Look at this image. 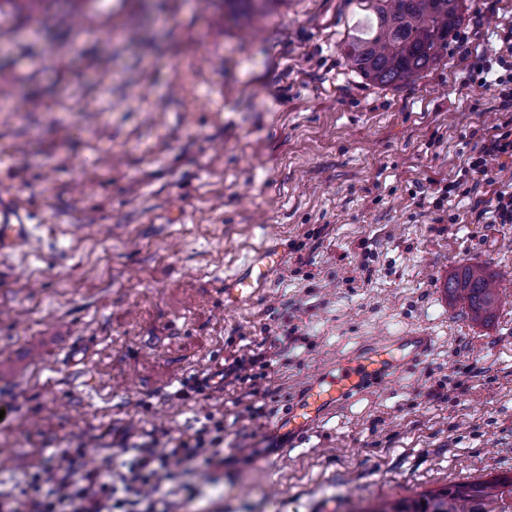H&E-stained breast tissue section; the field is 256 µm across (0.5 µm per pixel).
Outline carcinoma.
<instances>
[{
	"mask_svg": "<svg viewBox=\"0 0 512 512\" xmlns=\"http://www.w3.org/2000/svg\"><path fill=\"white\" fill-rule=\"evenodd\" d=\"M265 0H224L249 19L267 16ZM465 0H360L363 23L344 42L342 54L351 72L378 86L410 84L448 51V38L463 21ZM495 274L477 265H461L445 291L467 303L474 320L495 315ZM381 512H512V476L452 484L419 499L401 500Z\"/></svg>",
	"mask_w": 512,
	"mask_h": 512,
	"instance_id": "obj_1",
	"label": "carcinoma"
}]
</instances>
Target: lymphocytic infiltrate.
<instances>
[{"label": "lymphocytic infiltrate", "mask_w": 512, "mask_h": 512, "mask_svg": "<svg viewBox=\"0 0 512 512\" xmlns=\"http://www.w3.org/2000/svg\"><path fill=\"white\" fill-rule=\"evenodd\" d=\"M501 48L494 56L475 55L469 65L468 79L479 84H493L508 119L484 132L473 145L455 179L448 183L434 180L432 193L440 199L477 193L481 186L494 187L493 197L476 207L477 219L497 224L512 223V190L497 189L498 175L490 171L486 158L501 155L512 158V27L500 37ZM206 445L204 432L180 439L176 448L162 455L150 448L138 449L128 463L126 496L115 499L111 469L84 472L74 466L64 467L54 458L44 459L33 479L19 492H0V512H112L113 507L137 512L139 505L155 493L163 481L171 478V458L195 457Z\"/></svg>", "instance_id": "f902f5d3"}]
</instances>
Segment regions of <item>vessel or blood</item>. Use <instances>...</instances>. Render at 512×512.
Segmentation results:
<instances>
[{"label":"vessel or blood","mask_w":512,"mask_h":512,"mask_svg":"<svg viewBox=\"0 0 512 512\" xmlns=\"http://www.w3.org/2000/svg\"><path fill=\"white\" fill-rule=\"evenodd\" d=\"M26 219L24 210L0 199L1 255L28 243L31 228ZM283 261L282 251L273 245L225 276V308H241L263 297ZM434 347V336L415 328L380 342H366L355 354L329 364L299 387L286 411L272 422L268 435L276 444L268 448V455L281 456L353 399L384 388L414 364L425 361Z\"/></svg>","instance_id":"1"}]
</instances>
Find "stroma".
Returning a JSON list of instances; mask_svg holds the SVG:
<instances>
[{
    "instance_id": "1",
    "label": "stroma",
    "mask_w": 512,
    "mask_h": 512,
    "mask_svg": "<svg viewBox=\"0 0 512 512\" xmlns=\"http://www.w3.org/2000/svg\"><path fill=\"white\" fill-rule=\"evenodd\" d=\"M480 4L416 82L382 87L342 55L358 0H276L257 37L224 0H0V190L32 224L0 256V487L52 453L121 472L209 417L223 462L176 466L156 512H370L512 474V282L487 322L445 292L463 264L512 278V224L428 191L506 118L458 40L493 54L512 0L477 33ZM276 243L269 292L225 311V275ZM415 327L427 360L260 455L312 373ZM254 352L275 369L254 395L202 385Z\"/></svg>"
}]
</instances>
